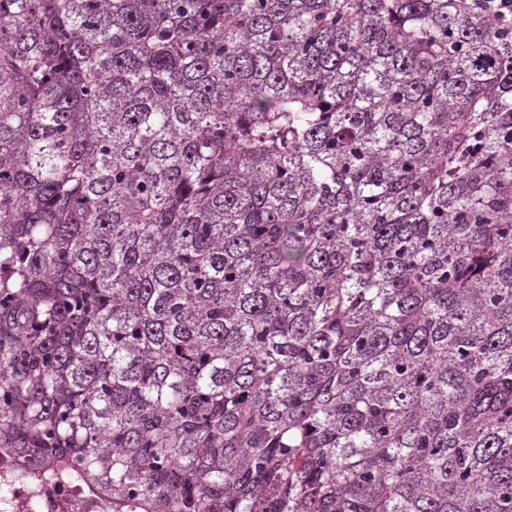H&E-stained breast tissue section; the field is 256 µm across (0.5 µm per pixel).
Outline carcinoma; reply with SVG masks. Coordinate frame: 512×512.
<instances>
[{"label": "carcinoma", "mask_w": 512, "mask_h": 512, "mask_svg": "<svg viewBox=\"0 0 512 512\" xmlns=\"http://www.w3.org/2000/svg\"><path fill=\"white\" fill-rule=\"evenodd\" d=\"M0 452L141 512H512V32L0 0Z\"/></svg>", "instance_id": "cac0c4a2"}]
</instances>
